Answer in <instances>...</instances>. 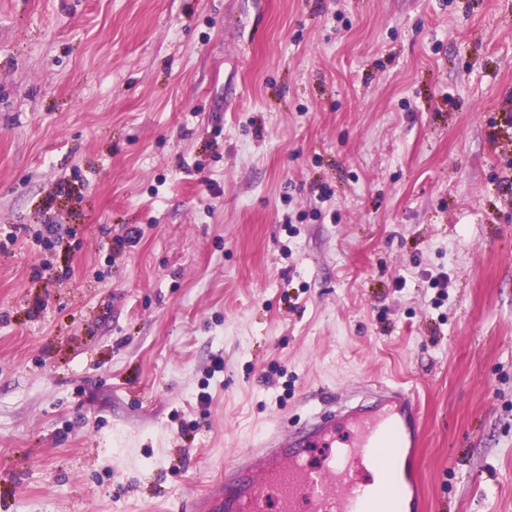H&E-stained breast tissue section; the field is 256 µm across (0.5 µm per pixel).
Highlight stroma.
I'll use <instances>...</instances> for the list:
<instances>
[{
  "label": "stroma",
  "mask_w": 512,
  "mask_h": 512,
  "mask_svg": "<svg viewBox=\"0 0 512 512\" xmlns=\"http://www.w3.org/2000/svg\"><path fill=\"white\" fill-rule=\"evenodd\" d=\"M388 380L423 512H512V0H0V512Z\"/></svg>",
  "instance_id": "stroma-1"
}]
</instances>
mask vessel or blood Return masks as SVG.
<instances>
[{
    "label": "vessel or blood",
    "mask_w": 512,
    "mask_h": 512,
    "mask_svg": "<svg viewBox=\"0 0 512 512\" xmlns=\"http://www.w3.org/2000/svg\"><path fill=\"white\" fill-rule=\"evenodd\" d=\"M420 408L400 385L309 408L224 465L217 490L183 512H420L411 450Z\"/></svg>",
    "instance_id": "vessel-or-blood-1"
}]
</instances>
